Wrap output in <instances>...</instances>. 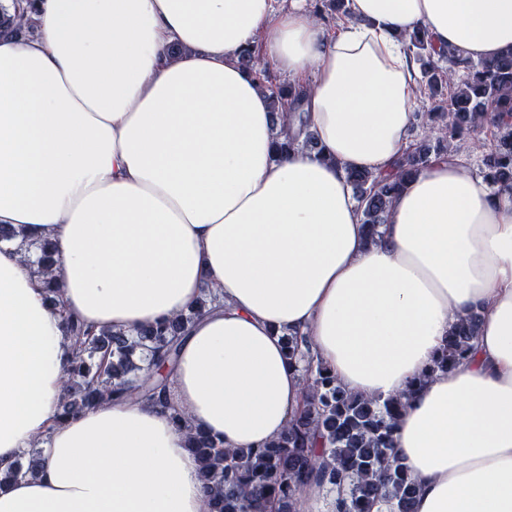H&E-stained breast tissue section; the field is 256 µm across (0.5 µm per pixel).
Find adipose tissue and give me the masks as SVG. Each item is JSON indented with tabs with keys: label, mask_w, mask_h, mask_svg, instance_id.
I'll return each mask as SVG.
<instances>
[{
	"label": "adipose tissue",
	"mask_w": 512,
	"mask_h": 512,
	"mask_svg": "<svg viewBox=\"0 0 512 512\" xmlns=\"http://www.w3.org/2000/svg\"><path fill=\"white\" fill-rule=\"evenodd\" d=\"M327 30L275 0H36L35 35L0 37V226L49 241L51 301L0 243V512H206L199 463L168 409L112 400L60 416L67 319L127 335L222 297L170 377L191 429L260 448L303 405L309 336L348 393L403 398L393 438L413 512H512V191L460 162L408 182L367 242L347 180L379 175L415 121L419 66L397 33L489 61L512 47V0H348ZM182 52L171 55V45ZM311 75L303 116L324 158L279 157L276 120L239 64ZM481 315L466 360L435 362Z\"/></svg>",
	"instance_id": "1"
}]
</instances>
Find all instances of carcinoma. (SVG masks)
<instances>
[{
  "instance_id": "cac0c4a2",
  "label": "carcinoma",
  "mask_w": 512,
  "mask_h": 512,
  "mask_svg": "<svg viewBox=\"0 0 512 512\" xmlns=\"http://www.w3.org/2000/svg\"><path fill=\"white\" fill-rule=\"evenodd\" d=\"M311 9L320 19L329 12L350 15L346 0H315ZM405 44L420 65L422 111L416 113V121L423 140L406 149L386 175L346 172L371 241L387 222L391 202L405 184L435 160L458 159L465 143L479 152V174L488 186L512 190V51L490 62L467 60L452 47L436 48L420 29ZM241 64L254 73L272 110L284 120L299 111L303 94L284 87L269 68L260 66L255 49L244 51ZM445 87L446 96L441 93ZM487 126L493 128L488 141L480 137ZM20 247L36 255V272L45 277L48 292L57 294L51 272L58 257L51 243L23 237ZM220 305L217 294L207 290L188 313L142 329L134 337L109 329L96 333L69 321L74 348L60 416L115 397L166 404L176 428L185 429V414L170 398L169 375L158 370L173 369L188 326ZM479 320L480 315L472 312L452 325L439 367H455L465 360ZM286 348L289 358L304 362L308 394L303 409L276 442L264 448L231 449L217 437H188V449L201 463L207 512H294L297 495L313 483L349 486L348 498L337 501L336 512H371L379 500L390 502L394 512H412L418 486L393 448L392 421L401 401L348 394L314 362L306 336L288 337ZM22 456L28 464L6 471L5 477L35 473L41 450Z\"/></svg>"
}]
</instances>
